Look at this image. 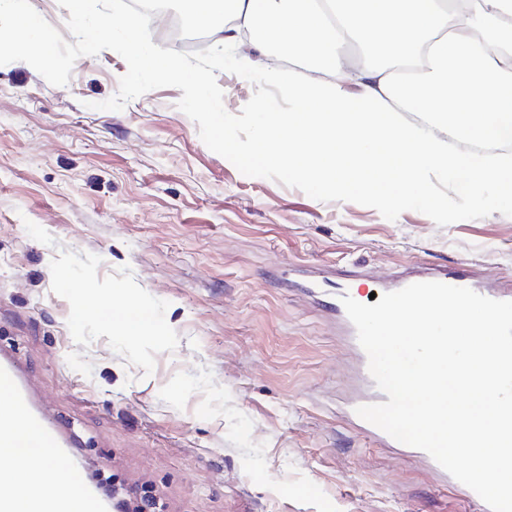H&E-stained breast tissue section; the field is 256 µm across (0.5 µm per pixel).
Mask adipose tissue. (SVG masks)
<instances>
[{
  "label": "adipose tissue",
  "instance_id": "ef3b65f1",
  "mask_svg": "<svg viewBox=\"0 0 512 512\" xmlns=\"http://www.w3.org/2000/svg\"><path fill=\"white\" fill-rule=\"evenodd\" d=\"M191 17L209 25L227 18L223 40L248 35L257 51L280 49L311 60L316 77L296 82L292 71L266 79L287 89L298 109L258 118L249 159L290 170L300 180L340 194L361 192L395 205L403 193L427 204L431 174L467 173L471 192L493 187L512 199V154L467 159L446 138L512 144V0H187ZM363 47L357 73L346 68L343 46ZM424 57L423 70L404 77L396 61ZM363 86L352 96L350 83ZM428 122L405 125L402 113ZM120 315H106L113 332L130 339L156 333L148 309L124 291L111 293ZM47 452L22 453L13 472L0 473V495L25 499L59 472Z\"/></svg>",
  "mask_w": 512,
  "mask_h": 512
}]
</instances>
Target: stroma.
<instances>
[{"label":"stroma","mask_w":512,"mask_h":512,"mask_svg":"<svg viewBox=\"0 0 512 512\" xmlns=\"http://www.w3.org/2000/svg\"><path fill=\"white\" fill-rule=\"evenodd\" d=\"M127 69L105 50L58 87L0 65V347L85 433L83 477L167 512H469L342 419L353 355L320 288L454 269L511 287L512 217L390 221L244 176L203 143L180 89L99 109ZM117 287L158 335L103 324Z\"/></svg>","instance_id":"35a3bbf8"}]
</instances>
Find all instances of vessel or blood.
Here are the masks:
<instances>
[{"label":"vessel or blood","mask_w":512,"mask_h":512,"mask_svg":"<svg viewBox=\"0 0 512 512\" xmlns=\"http://www.w3.org/2000/svg\"><path fill=\"white\" fill-rule=\"evenodd\" d=\"M360 285L348 280L343 286L329 290L327 308L337 313L344 333L356 355L358 374L366 393L360 403L377 404L387 396L376 385L368 369V357L358 342L357 331L350 321L342 296L358 297ZM345 414L349 421L380 447L393 448L397 442L376 426L360 419L354 405H347ZM75 434L65 433L62 423L51 418L36 397V383L30 378L21 361L12 353L0 351V447L43 448L47 451L48 464L62 462L64 470L59 477V487L41 492L30 498L25 507H18L15 499L0 497V512H108L106 502L100 500L93 487L82 480L76 463ZM414 457L431 470L441 481L451 484L475 512H490L488 505L469 487L453 480L428 453L414 450Z\"/></svg>","instance_id":"vessel-or-blood-1"}]
</instances>
